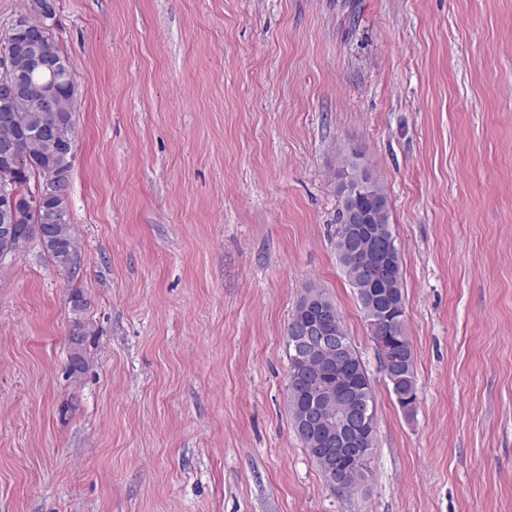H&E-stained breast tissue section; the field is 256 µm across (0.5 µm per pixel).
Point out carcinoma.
<instances>
[{"instance_id": "carcinoma-1", "label": "carcinoma", "mask_w": 512, "mask_h": 512, "mask_svg": "<svg viewBox=\"0 0 512 512\" xmlns=\"http://www.w3.org/2000/svg\"><path fill=\"white\" fill-rule=\"evenodd\" d=\"M43 52L48 57L61 61L64 67L53 75L47 71L41 72L36 75V80H50L55 84L60 96H73L74 85L69 61L55 47L50 35L44 42ZM18 116L20 123L25 127V137L18 142L20 162L14 164L13 171L18 199V221L14 224L13 239L8 243L0 239V247L8 245L21 252L31 240L36 239L43 252L56 266L67 268L71 266V258L75 256V237L71 225L66 220L67 209L60 208L63 199L54 193H45L44 185L47 174L55 169L62 175L57 190L68 191L71 160L47 151L42 140L34 135V131L47 119L48 113L29 106L19 109ZM337 178V256L348 281L356 290L358 303L364 311L373 339L381 336V330L377 328L378 319L385 312L389 315L390 323L387 326L385 345L390 369L385 377L391 392L397 397L402 413L411 419L416 414L418 393L414 351L405 327V288L401 275L399 248L393 247L390 259L392 277L389 279L363 271L359 257L342 255L343 242L354 229L366 235L380 232L390 238L393 237L389 198L378 180L368 170L352 161L344 164ZM358 182H366L369 186L370 198L359 199V205L365 208L368 219L363 224L353 225L347 220L345 190L346 186ZM70 303L75 317L71 321L68 333L70 352L67 373L68 378L77 381L88 370L85 342L87 336L91 335V330L88 322L82 317V312L87 306V299L82 291H73ZM298 369L309 376L337 382L346 393L344 397L320 405L318 426L321 436L317 439V444H311L302 431H297V434L304 447L309 449L310 458L328 455L336 464V473L345 475L339 490L353 491L367 481L369 466L358 467L352 464V461L336 453V445L325 443V439L336 434L338 418L347 402H364L369 407V413H375L373 386L366 366L354 346L350 345L347 350L329 361L324 360L319 354L311 355L298 366Z\"/></svg>"}]
</instances>
